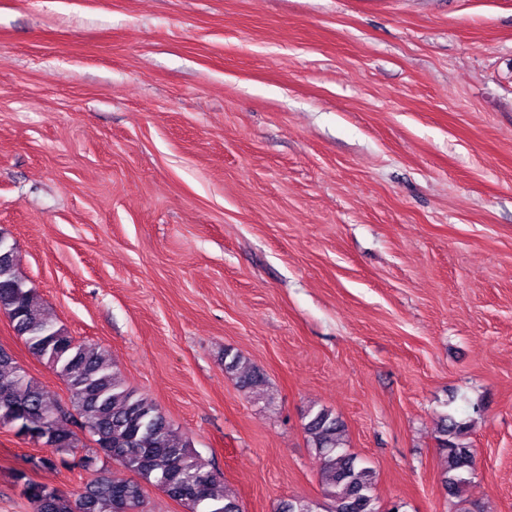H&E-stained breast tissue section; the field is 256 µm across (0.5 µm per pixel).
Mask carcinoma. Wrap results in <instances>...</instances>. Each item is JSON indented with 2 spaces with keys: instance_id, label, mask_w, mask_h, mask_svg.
<instances>
[{
  "instance_id": "cac0c4a2",
  "label": "carcinoma",
  "mask_w": 512,
  "mask_h": 512,
  "mask_svg": "<svg viewBox=\"0 0 512 512\" xmlns=\"http://www.w3.org/2000/svg\"><path fill=\"white\" fill-rule=\"evenodd\" d=\"M0 312L4 313L28 350L50 365L66 385L68 402L45 393L42 386L0 347V427L24 439L45 428L55 444L38 464L53 466L67 455L84 451L93 461L110 459L132 474L115 479L99 473L83 490L63 493L27 478L23 493L33 512H144L145 487L156 486L184 512H243L235 498L218 490L220 476L201 463L186 438L172 433L152 399L127 387L105 351L76 341L66 328L47 318L35 289L27 285L12 251L0 271ZM228 373L238 374L243 390L264 382L252 370L239 373L242 357L225 353ZM305 431L321 464L327 512H383L375 493V472L344 448V426L327 408L306 414ZM470 420L441 416L438 449L444 460L442 484L459 498L475 470L474 449L466 442ZM92 445L82 444L81 435Z\"/></svg>"
}]
</instances>
